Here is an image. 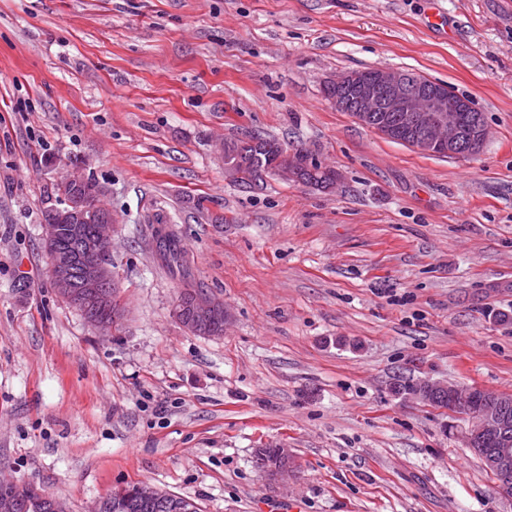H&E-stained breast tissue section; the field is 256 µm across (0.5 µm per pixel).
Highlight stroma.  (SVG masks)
I'll use <instances>...</instances> for the list:
<instances>
[{
    "instance_id": "35a3bbf8",
    "label": "stroma",
    "mask_w": 512,
    "mask_h": 512,
    "mask_svg": "<svg viewBox=\"0 0 512 512\" xmlns=\"http://www.w3.org/2000/svg\"><path fill=\"white\" fill-rule=\"evenodd\" d=\"M448 84L476 155L361 125L325 81ZM261 133L341 176H224ZM118 216L122 315L63 300L42 247L71 169ZM163 209L182 252L169 266ZM220 298L224 334L173 316ZM423 380L512 394V0H0V476L96 512L146 482L200 512H512ZM295 475L271 481L263 448ZM198 292H200L198 288H184L181 291L177 300V302H180L183 307V318L181 321L182 323L192 321L193 311L195 322H190L189 325H193L194 332L202 336L214 337L216 332L205 329L204 324L208 321V319L211 316L216 315L218 313H224V316L226 317V311L224 310V302L213 298L211 295L205 292L196 294ZM190 301L192 302V311L189 307Z\"/></svg>"
}]
</instances>
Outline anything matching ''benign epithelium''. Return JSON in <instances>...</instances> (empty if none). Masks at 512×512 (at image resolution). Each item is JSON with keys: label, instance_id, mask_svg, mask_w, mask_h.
<instances>
[{"label": "benign epithelium", "instance_id": "obj_1", "mask_svg": "<svg viewBox=\"0 0 512 512\" xmlns=\"http://www.w3.org/2000/svg\"><path fill=\"white\" fill-rule=\"evenodd\" d=\"M330 86L346 87L357 98L362 112H394L406 118L423 131L412 148L428 155L456 156V146L462 135L460 113L471 109L464 97L454 98L443 89L431 87L424 92L406 88L402 72L395 69H378L368 80L354 72L340 73L327 81ZM298 153L284 151L273 174L286 180L298 179ZM95 207L87 197H78L70 208L59 214L57 223L43 227V246L54 256L49 273L59 296L74 306L92 305L99 312L117 319L120 312L113 308L112 296L105 289L113 274L107 257L112 249V233L116 224L114 214L98 227L97 235L87 242L76 255L57 251L61 226L87 220ZM191 309L194 314L195 333L212 337L215 332L204 328L208 319L224 312V302L207 293L194 295ZM509 427L503 416L500 396L486 393L468 415V427L464 432L466 447L473 449L485 465L498 473H512V440L505 430ZM280 463L272 468L270 479L279 481L291 473V455L286 448H279ZM32 493L34 489L21 487L14 481L0 478V512H17L19 495Z\"/></svg>", "mask_w": 512, "mask_h": 512}]
</instances>
